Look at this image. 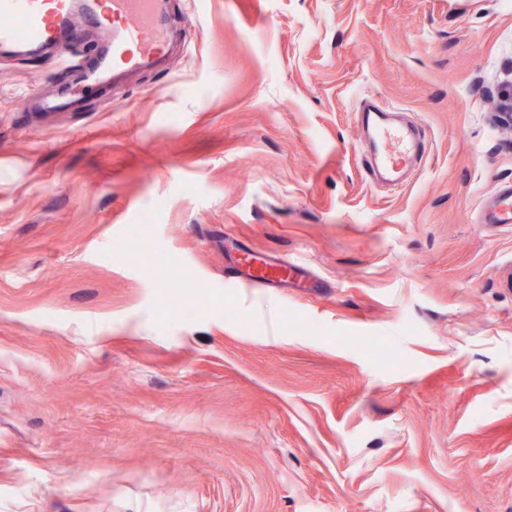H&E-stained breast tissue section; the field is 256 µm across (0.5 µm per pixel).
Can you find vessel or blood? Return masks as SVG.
Wrapping results in <instances>:
<instances>
[{
    "label": "vessel or blood",
    "mask_w": 512,
    "mask_h": 512,
    "mask_svg": "<svg viewBox=\"0 0 512 512\" xmlns=\"http://www.w3.org/2000/svg\"><path fill=\"white\" fill-rule=\"evenodd\" d=\"M105 33L103 53L95 70L81 74L76 94L94 84L109 83L123 72H135L166 55L174 30L165 0H0V48L55 50L60 68L79 67L89 33ZM366 145L364 171L369 180L390 186L406 184L428 144L421 127L401 119L398 110L361 95L355 103ZM484 224H512V182L500 184L480 213ZM245 271L241 288L287 282L294 267L242 251Z\"/></svg>",
    "instance_id": "vessel-or-blood-1"
}]
</instances>
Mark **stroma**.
<instances>
[{
	"label": "stroma",
	"instance_id": "stroma-1",
	"mask_svg": "<svg viewBox=\"0 0 512 512\" xmlns=\"http://www.w3.org/2000/svg\"><path fill=\"white\" fill-rule=\"evenodd\" d=\"M169 11L184 45L72 110L0 50V512H512V225L475 221L512 0ZM367 93L425 130L403 187ZM244 249L297 277L235 287ZM357 120L366 145L364 171L370 181L400 186L428 152L421 127L400 119L402 111L380 105L364 94L355 103Z\"/></svg>",
	"mask_w": 512,
	"mask_h": 512
}]
</instances>
